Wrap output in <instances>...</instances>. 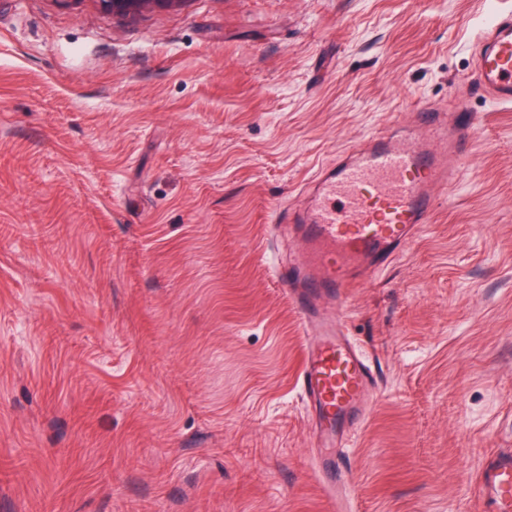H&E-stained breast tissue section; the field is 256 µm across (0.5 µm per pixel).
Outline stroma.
<instances>
[{"label":"stroma","mask_w":512,"mask_h":512,"mask_svg":"<svg viewBox=\"0 0 512 512\" xmlns=\"http://www.w3.org/2000/svg\"><path fill=\"white\" fill-rule=\"evenodd\" d=\"M496 8L0 0V512H475L512 448V106L473 73ZM421 102L477 131L346 291L382 386L329 492L275 212ZM106 12L115 14L119 10H145L154 7H174L181 0H101L99 1Z\"/></svg>","instance_id":"stroma-1"}]
</instances>
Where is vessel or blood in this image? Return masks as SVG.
Segmentation results:
<instances>
[{
  "instance_id": "obj_1",
  "label": "vessel or blood",
  "mask_w": 512,
  "mask_h": 512,
  "mask_svg": "<svg viewBox=\"0 0 512 512\" xmlns=\"http://www.w3.org/2000/svg\"><path fill=\"white\" fill-rule=\"evenodd\" d=\"M476 86L512 105V10L495 12L477 47ZM470 112L416 111L412 123L375 132L336 162L322 165L301 203L278 211L304 246L299 263L276 278L301 314L305 358L298 382L315 409L318 444L331 448L360 428L377 378L348 322H321L316 301L343 302L352 283L367 280L429 223L438 191L455 187L471 147ZM479 500L512 512V453L489 460L479 475Z\"/></svg>"
}]
</instances>
